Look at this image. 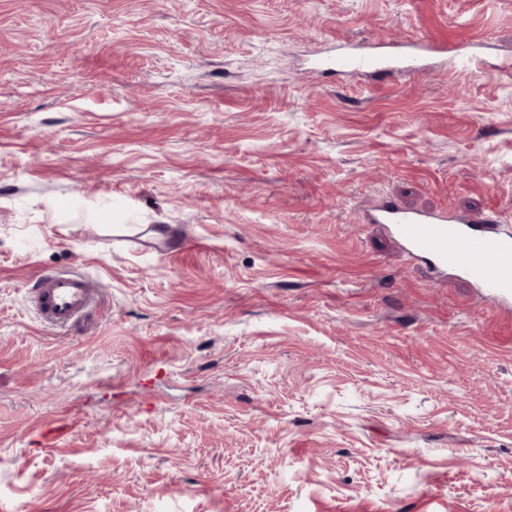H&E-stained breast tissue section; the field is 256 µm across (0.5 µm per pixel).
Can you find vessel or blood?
I'll list each match as a JSON object with an SVG mask.
<instances>
[{"instance_id": "vessel-or-blood-1", "label": "vessel or blood", "mask_w": 512, "mask_h": 512, "mask_svg": "<svg viewBox=\"0 0 512 512\" xmlns=\"http://www.w3.org/2000/svg\"><path fill=\"white\" fill-rule=\"evenodd\" d=\"M436 50L434 42L421 36L403 44L346 46L336 56L317 61L316 67L372 75L404 70L428 77L433 73L429 58ZM369 221L391 225L406 250L432 267L467 278L487 294L512 302V232L501 230L498 212L471 218L387 203ZM99 300L94 281L78 272H42L31 291L42 322L61 330L89 314Z\"/></svg>"}]
</instances>
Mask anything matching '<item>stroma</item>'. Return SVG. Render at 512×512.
<instances>
[{"mask_svg":"<svg viewBox=\"0 0 512 512\" xmlns=\"http://www.w3.org/2000/svg\"><path fill=\"white\" fill-rule=\"evenodd\" d=\"M424 34L480 72L312 69ZM506 56L512 0H0V512H512V310L365 221L512 216ZM95 282L78 272H42L31 291V302L44 324L66 330L97 307Z\"/></svg>","mask_w":512,"mask_h":512,"instance_id":"obj_1","label":"stroma"}]
</instances>
